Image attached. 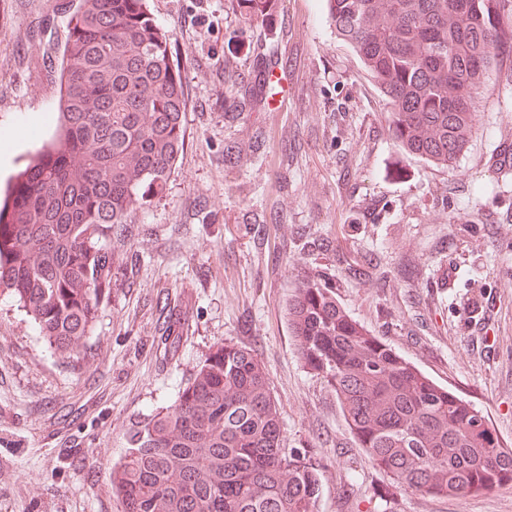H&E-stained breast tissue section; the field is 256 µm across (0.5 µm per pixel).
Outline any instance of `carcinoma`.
Here are the masks:
<instances>
[{"label":"carcinoma","instance_id":"cac0c4a2","mask_svg":"<svg viewBox=\"0 0 512 512\" xmlns=\"http://www.w3.org/2000/svg\"><path fill=\"white\" fill-rule=\"evenodd\" d=\"M250 18L275 0H235ZM327 0L391 105L406 153L452 168L498 67L512 0ZM58 135L0 202V296L55 353L83 354L112 287V234L161 195L185 141L170 32L147 0H77L66 25ZM296 351L336 393L372 467L407 491L460 497L505 485L512 448L485 415L422 373L304 276L288 299ZM123 512H316L318 466L283 448L280 412L251 351L219 345L112 466Z\"/></svg>","mask_w":512,"mask_h":512}]
</instances>
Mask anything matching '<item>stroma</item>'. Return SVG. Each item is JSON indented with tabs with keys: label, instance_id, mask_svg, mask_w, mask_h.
<instances>
[{
	"label": "stroma",
	"instance_id": "1",
	"mask_svg": "<svg viewBox=\"0 0 512 512\" xmlns=\"http://www.w3.org/2000/svg\"><path fill=\"white\" fill-rule=\"evenodd\" d=\"M72 2L0 0V134L36 121L1 190L54 133L40 119L58 109ZM148 5L184 77V147L163 195L112 242L86 359L52 354L0 298V512H123L109 472L131 432L222 343L261 361L284 448L319 466L317 512H512V485L439 499L372 468L285 316L296 279L320 272L353 319L512 448V171L498 165L512 88L489 74L448 169L396 145L388 101L324 0L251 20L233 0Z\"/></svg>",
	"mask_w": 512,
	"mask_h": 512
}]
</instances>
